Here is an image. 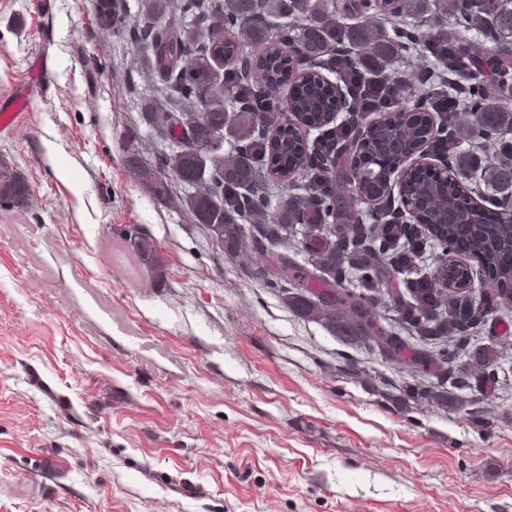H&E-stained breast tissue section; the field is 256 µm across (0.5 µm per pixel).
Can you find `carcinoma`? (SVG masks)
I'll list each match as a JSON object with an SVG mask.
<instances>
[{
	"instance_id": "cac0c4a2",
	"label": "carcinoma",
	"mask_w": 512,
	"mask_h": 512,
	"mask_svg": "<svg viewBox=\"0 0 512 512\" xmlns=\"http://www.w3.org/2000/svg\"><path fill=\"white\" fill-rule=\"evenodd\" d=\"M173 6L175 0H142L141 22L128 21L114 0H97L96 7L97 27L128 33L159 79L161 94L145 100L143 123L190 140L152 167L129 155L152 196L165 199L174 182L194 189L184 199L190 221L223 252L249 248L262 256L265 244L282 243L304 225L318 239L304 264L282 257L279 271L262 263L254 274L271 277L270 286L297 315L328 322L411 378L422 368L435 377L427 386L403 382L401 400L446 408L450 387L484 397L494 393L501 386L502 343L473 346L470 331L512 305V223L494 221L456 179L415 171L402 185V195L416 206L410 222L366 224L358 204L388 195L397 157L432 146L442 129L453 143L463 112L473 117L474 135L492 147L493 161L455 151L451 167L460 175L478 170L485 182L512 191V136L506 133L512 103L488 98L479 88L476 104L448 113L439 130L434 92L425 83L445 72L461 78L476 67L506 84L512 77V0H180L182 24L155 27L154 20ZM370 12L391 25L394 37L368 21ZM426 13L431 17L421 29L397 26L405 16ZM450 13L493 47L482 57L473 54L455 30L445 28L443 17ZM416 47L425 63L415 67L419 88L402 103L412 114L407 139H394L400 131L389 116L353 121L348 133L359 165L350 169L336 166L335 143L316 149L306 142L303 128L330 125L336 102V84L320 70L336 74L353 64L389 79L391 60ZM283 102L288 119L269 135L260 115ZM266 173L281 182L283 204L276 219L256 225L249 238L241 221L271 205V195L253 191ZM299 174L308 177L305 197L289 194ZM338 184L351 186L353 196L336 195ZM30 197L21 173L0 172L1 202L22 207ZM464 237L478 246L488 273L478 300L462 292L473 272L461 259ZM127 240L143 261L159 267L150 239L136 233ZM434 243L448 260L442 273L410 278L403 289H382L391 270L413 274Z\"/></svg>"
}]
</instances>
